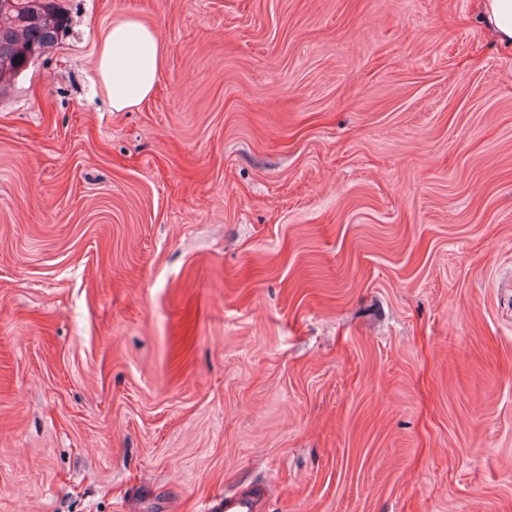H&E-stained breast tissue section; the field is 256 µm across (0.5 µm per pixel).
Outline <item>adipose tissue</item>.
Segmentation results:
<instances>
[{"instance_id": "1", "label": "adipose tissue", "mask_w": 512, "mask_h": 512, "mask_svg": "<svg viewBox=\"0 0 512 512\" xmlns=\"http://www.w3.org/2000/svg\"><path fill=\"white\" fill-rule=\"evenodd\" d=\"M475 11L489 34L512 50V0H475ZM164 54L156 29L134 15L113 20L97 51L96 74L112 111L124 112L154 92Z\"/></svg>"}]
</instances>
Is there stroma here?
I'll return each instance as SVG.
<instances>
[{
  "mask_svg": "<svg viewBox=\"0 0 512 512\" xmlns=\"http://www.w3.org/2000/svg\"><path fill=\"white\" fill-rule=\"evenodd\" d=\"M0 95V512H512V51L474 0H66ZM160 33L112 111L113 18ZM158 32L135 15H123L101 36L96 74L112 111L126 112L154 92L163 72Z\"/></svg>",
  "mask_w": 512,
  "mask_h": 512,
  "instance_id": "1",
  "label": "stroma"
}]
</instances>
